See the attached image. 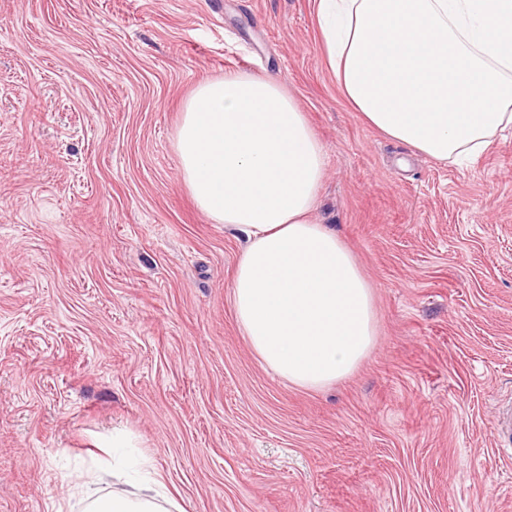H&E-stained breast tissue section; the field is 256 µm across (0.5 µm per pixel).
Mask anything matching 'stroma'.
<instances>
[{"label": "stroma", "mask_w": 512, "mask_h": 512, "mask_svg": "<svg viewBox=\"0 0 512 512\" xmlns=\"http://www.w3.org/2000/svg\"><path fill=\"white\" fill-rule=\"evenodd\" d=\"M315 0H0V512H83L113 430L184 512H512V127L474 161L391 140L328 70ZM227 73L272 75L326 153L313 218L377 336L319 390L230 301L241 236L176 133Z\"/></svg>", "instance_id": "1"}]
</instances>
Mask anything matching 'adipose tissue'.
<instances>
[{
    "label": "adipose tissue",
    "mask_w": 512,
    "mask_h": 512,
    "mask_svg": "<svg viewBox=\"0 0 512 512\" xmlns=\"http://www.w3.org/2000/svg\"><path fill=\"white\" fill-rule=\"evenodd\" d=\"M329 70L388 138L464 160L512 125V0H317ZM183 180L247 245L231 281L238 327L260 360L303 388L354 372L375 336L373 291L338 235L312 220L325 153L272 77L199 85L177 132ZM136 493H90L84 512H169L149 464Z\"/></svg>",
    "instance_id": "obj_1"
}]
</instances>
